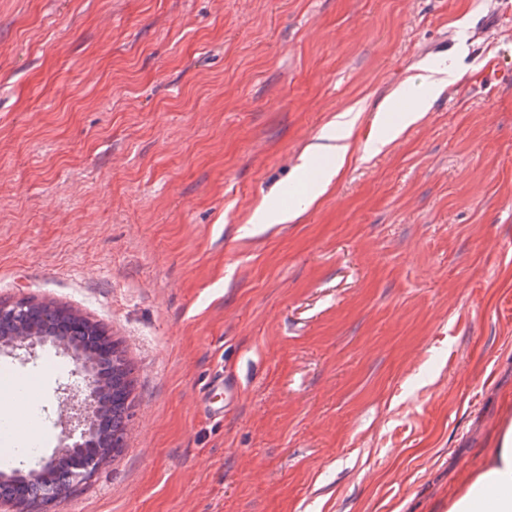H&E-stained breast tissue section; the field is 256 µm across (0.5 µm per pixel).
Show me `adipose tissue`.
<instances>
[{
	"label": "adipose tissue",
	"instance_id": "ef3b65f1",
	"mask_svg": "<svg viewBox=\"0 0 512 512\" xmlns=\"http://www.w3.org/2000/svg\"><path fill=\"white\" fill-rule=\"evenodd\" d=\"M453 77L448 67L440 66L421 77L417 91L406 97L391 96L382 110L397 112L402 122H412L416 113L429 109L428 89L448 83ZM448 512H512V425L507 426L498 448L448 501Z\"/></svg>",
	"mask_w": 512,
	"mask_h": 512
}]
</instances>
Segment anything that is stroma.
I'll list each match as a JSON object with an SVG mask.
<instances>
[{"instance_id": "obj_1", "label": "stroma", "mask_w": 512, "mask_h": 512, "mask_svg": "<svg viewBox=\"0 0 512 512\" xmlns=\"http://www.w3.org/2000/svg\"><path fill=\"white\" fill-rule=\"evenodd\" d=\"M460 78L372 151L421 67ZM350 112L314 202L309 145ZM297 210L257 224L259 208ZM101 324L120 454L39 512H446L512 421V0H0V301ZM0 349L37 453L83 400ZM240 394L198 400L215 373ZM346 138L347 136H341L337 138L338 143H336V146H334L330 151L324 154L320 153L326 151V146H315V153L320 154L317 156V158L326 159L327 164L321 171V177L319 181L309 189L308 199H311V201L315 200L323 192L325 187L331 182V180L339 173V171L343 167L349 150L348 144L344 142Z\"/></svg>"}]
</instances>
